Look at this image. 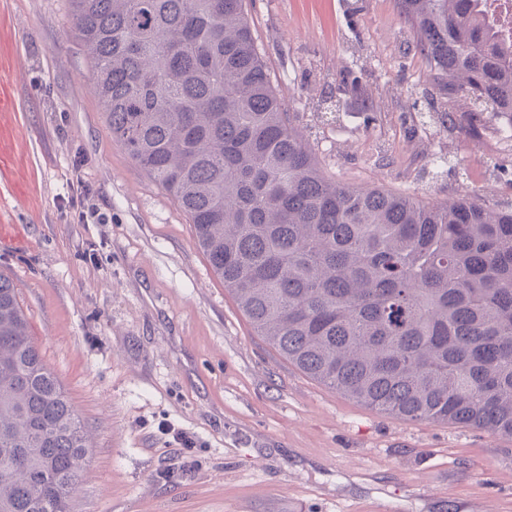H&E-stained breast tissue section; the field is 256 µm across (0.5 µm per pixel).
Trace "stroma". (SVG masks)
Segmentation results:
<instances>
[{"label":"stroma","instance_id":"1","mask_svg":"<svg viewBox=\"0 0 512 512\" xmlns=\"http://www.w3.org/2000/svg\"><path fill=\"white\" fill-rule=\"evenodd\" d=\"M245 12L328 178L512 205V172L494 177L503 162L466 99L450 109L456 172L420 189L441 144L416 128L429 99L405 93L443 94L395 0ZM90 83L69 0H0V272L93 438L70 512H512V440L368 408L255 335L189 219L112 140ZM77 176L106 223L64 209Z\"/></svg>","mask_w":512,"mask_h":512}]
</instances>
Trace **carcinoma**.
I'll use <instances>...</instances> for the list:
<instances>
[{
    "label": "carcinoma",
    "mask_w": 512,
    "mask_h": 512,
    "mask_svg": "<svg viewBox=\"0 0 512 512\" xmlns=\"http://www.w3.org/2000/svg\"><path fill=\"white\" fill-rule=\"evenodd\" d=\"M487 0H397L474 128L512 115ZM112 140L177 203L256 335L401 419L512 439V207L327 180L282 109L244 0H72ZM89 435L0 273V512H69Z\"/></svg>",
    "instance_id": "cac0c4a2"
}]
</instances>
